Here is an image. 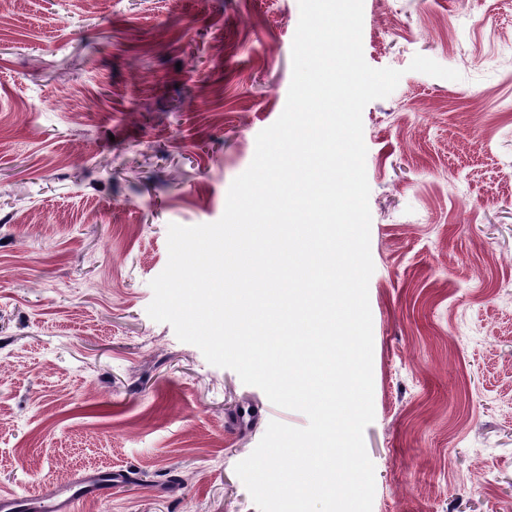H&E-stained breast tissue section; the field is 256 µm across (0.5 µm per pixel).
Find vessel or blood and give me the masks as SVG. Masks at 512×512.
<instances>
[{
	"mask_svg": "<svg viewBox=\"0 0 512 512\" xmlns=\"http://www.w3.org/2000/svg\"><path fill=\"white\" fill-rule=\"evenodd\" d=\"M127 479L125 471L92 473L65 489L51 492L44 501L31 504L11 493L0 494V512H77L85 499L111 494Z\"/></svg>",
	"mask_w": 512,
	"mask_h": 512,
	"instance_id": "obj_1",
	"label": "vessel or blood"
}]
</instances>
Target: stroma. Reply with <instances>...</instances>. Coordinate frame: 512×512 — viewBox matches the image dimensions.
<instances>
[{"mask_svg": "<svg viewBox=\"0 0 512 512\" xmlns=\"http://www.w3.org/2000/svg\"><path fill=\"white\" fill-rule=\"evenodd\" d=\"M298 20L0 0V491L124 470L81 512H258L235 466L306 416L147 307L169 224L219 220L282 113ZM362 44L403 72L363 111L372 512H512V0H364Z\"/></svg>", "mask_w": 512, "mask_h": 512, "instance_id": "1", "label": "stroma"}]
</instances>
